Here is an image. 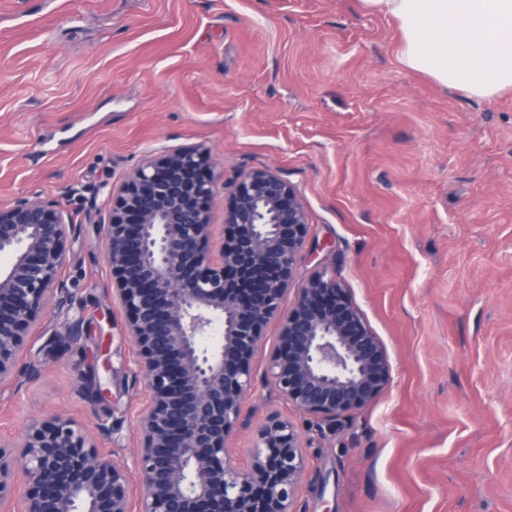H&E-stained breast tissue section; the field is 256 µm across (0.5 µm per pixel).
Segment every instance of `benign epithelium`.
Instances as JSON below:
<instances>
[{"label":"benign epithelium","mask_w":512,"mask_h":512,"mask_svg":"<svg viewBox=\"0 0 512 512\" xmlns=\"http://www.w3.org/2000/svg\"><path fill=\"white\" fill-rule=\"evenodd\" d=\"M214 166L197 146L164 150L111 192L100 224L112 300L125 313L147 400L137 420L134 469L99 448L73 419L52 413L18 436L0 434V512H288L303 446L277 414L257 431L248 469L226 441L252 387L267 325L279 320L267 374L278 395L329 421L371 402L387 384L379 339L336 279L319 272L283 318L281 302L307 241L294 186L252 170L229 187L228 228L209 250ZM71 218L38 197L0 205V391L18 392L51 356L85 336L66 320L40 347L64 288ZM77 392L106 401L81 370Z\"/></svg>","instance_id":"benign-epithelium-1"}]
</instances>
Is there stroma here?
Instances as JSON below:
<instances>
[{
  "label": "stroma",
  "instance_id": "obj_1",
  "mask_svg": "<svg viewBox=\"0 0 512 512\" xmlns=\"http://www.w3.org/2000/svg\"><path fill=\"white\" fill-rule=\"evenodd\" d=\"M401 46L358 0H0V203L69 212L65 282L89 330L0 396V434L62 412L111 425L99 446L131 464L146 391L97 226L135 167L198 144L211 249L225 185L276 171L309 228L284 308L335 275L389 365L373 401L329 422L274 390L269 325L231 460L246 467L276 413L304 444L292 512H512V89L443 88ZM80 369L107 402L77 393Z\"/></svg>",
  "mask_w": 512,
  "mask_h": 512
}]
</instances>
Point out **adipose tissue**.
<instances>
[{
    "label": "adipose tissue",
    "instance_id": "obj_1",
    "mask_svg": "<svg viewBox=\"0 0 512 512\" xmlns=\"http://www.w3.org/2000/svg\"><path fill=\"white\" fill-rule=\"evenodd\" d=\"M360 2L399 22L409 69L481 99L512 88V0Z\"/></svg>",
    "mask_w": 512,
    "mask_h": 512
}]
</instances>
